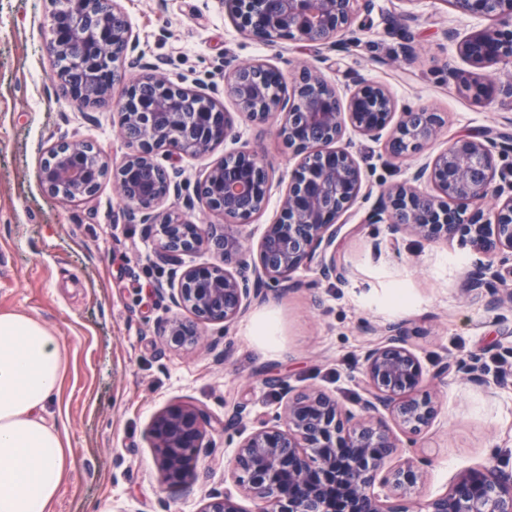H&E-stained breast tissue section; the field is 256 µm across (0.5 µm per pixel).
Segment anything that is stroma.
Listing matches in <instances>:
<instances>
[{"label": "stroma", "instance_id": "stroma-1", "mask_svg": "<svg viewBox=\"0 0 512 512\" xmlns=\"http://www.w3.org/2000/svg\"><path fill=\"white\" fill-rule=\"evenodd\" d=\"M121 4L147 61L167 60L172 81L213 94L234 121L236 139L208 155H156L162 166L181 169L177 203L188 217L220 223L196 200L197 181L242 146L263 147L272 188L263 213L243 226L250 248L278 217L297 160L277 120L257 124L225 95V61H264L287 78L310 63L340 92L357 76L387 86L397 110L441 112L448 136H512L511 107L474 101L449 84V67L467 64L446 29L463 37L485 21L443 0H374L358 45L342 51L292 41L264 45L236 28L224 0ZM49 9L47 0H0V311L43 320L65 347L49 411L66 427L73 464L52 512H200L205 495L223 489L238 443L272 420L284 390L322 389L359 411L363 356L395 322L407 323L426 373L474 356L507 373L489 385L452 373L438 381L433 424L397 450L423 473L417 500L444 493L456 475L484 463L512 471V315L498 317L483 299L463 296L480 254L456 238L394 240L386 224L367 221L380 193L446 148V139L399 160L383 142L347 130L365 187L332 246L343 279L322 278L312 264L300 267L287 287L269 288L232 325H204L206 343L169 349L162 344L167 323L189 316L168 298L179 268L158 260L144 225L124 220L111 181L92 201L70 203L48 195L39 181L43 153L60 136L91 140L116 159L125 151L117 130L122 84L94 107L53 91ZM396 294L403 306L391 304ZM267 315L272 331L256 335ZM171 404L206 409L214 426L187 492L167 490L148 439L152 418ZM237 406L243 413L228 424Z\"/></svg>", "mask_w": 512, "mask_h": 512}]
</instances>
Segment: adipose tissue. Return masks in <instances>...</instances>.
Masks as SVG:
<instances>
[{"label":"adipose tissue","instance_id":"adipose-tissue-1","mask_svg":"<svg viewBox=\"0 0 512 512\" xmlns=\"http://www.w3.org/2000/svg\"><path fill=\"white\" fill-rule=\"evenodd\" d=\"M64 363L47 324L0 312V512H52L71 469L66 431L48 413Z\"/></svg>","mask_w":512,"mask_h":512}]
</instances>
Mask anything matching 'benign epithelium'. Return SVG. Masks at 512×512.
Listing matches in <instances>:
<instances>
[{"label": "benign epithelium", "instance_id": "obj_1", "mask_svg": "<svg viewBox=\"0 0 512 512\" xmlns=\"http://www.w3.org/2000/svg\"><path fill=\"white\" fill-rule=\"evenodd\" d=\"M50 14L52 59L65 57L69 69L52 72L56 90L83 104L95 105L110 85L94 80L98 72H137L120 103L119 135L128 147L112 165L95 143L60 138L47 151L40 168L46 192L67 202L89 201L112 177L113 189L128 221H139L159 235L157 256L181 265L182 256L200 248L220 255L223 264L184 268L170 300L192 314L168 324L162 336L167 348H187L204 341L200 326L229 327L242 316L261 287L278 285L303 264H316L319 274L339 278L330 248L337 222L363 190L361 168L344 140L347 128L373 140L383 138L394 158L437 140L443 131L440 113L408 109L395 115V104L380 86L355 82L347 95L321 71L301 66L283 87L269 86L277 69L261 63L224 61V93L240 111L264 124L280 116L279 134L301 155L288 183L276 221L266 225L258 244V260L247 258L240 221L258 215L271 194L267 165L260 147L243 146L215 163L196 183L195 194L224 226L194 224L176 205L162 204L179 196L181 170L156 160L165 149L179 156L209 154L236 138L229 113L213 98L169 80L163 63L145 61L120 0H69ZM455 11L490 17L495 24L473 32L457 44L458 53L474 68L466 75L448 69V79L476 101L500 99L512 107V75L492 78L485 69L512 62V0H447ZM238 30L262 43L293 40L310 46L346 49L357 42L359 11L369 13L373 0H225ZM487 134L459 135L419 165L409 181L383 191L368 223H386L391 234L410 233L428 241H468L489 258L467 280L465 295L487 292L491 311H512V290L498 285L512 276V171L495 182L493 149ZM438 194L417 189L423 179ZM499 199L487 214L482 202ZM402 322L388 325L385 340L367 351L362 369L361 413L342 407L318 389L284 392L273 423L246 435L237 446L230 479L257 503V512H411L421 474L410 461L391 467L382 480L393 495L374 492L377 474L398 448V439L375 414L385 410L402 432L419 433L435 419L438 405L424 386V368L408 343ZM478 382L488 372L474 360L448 370ZM207 412L197 406L172 404L152 419L148 434L170 489L188 491L196 481L195 459L209 429ZM200 512H242L228 490L210 493ZM422 512H512V472L483 466L458 475L448 490L422 506Z\"/></svg>", "mask_w": 512, "mask_h": 512}]
</instances>
